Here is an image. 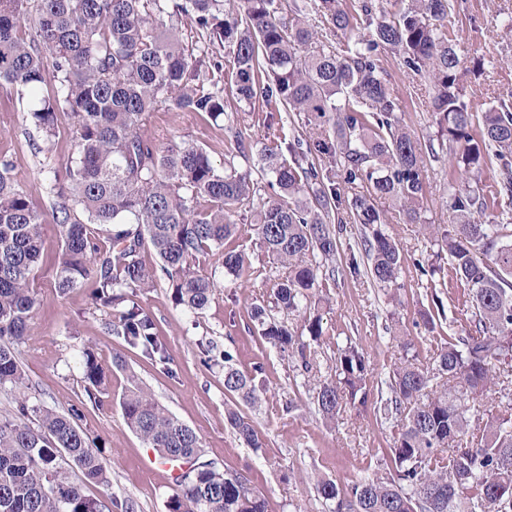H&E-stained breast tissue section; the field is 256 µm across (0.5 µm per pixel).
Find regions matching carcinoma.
<instances>
[{
  "mask_svg": "<svg viewBox=\"0 0 512 512\" xmlns=\"http://www.w3.org/2000/svg\"><path fill=\"white\" fill-rule=\"evenodd\" d=\"M314 2L353 45L339 52L311 28L288 27L276 0H246L242 16L224 10L222 0H0V85L34 95L52 84V94L29 112L46 141L56 136L61 118L71 121L73 156L48 183L56 198L54 287L65 296L92 284L90 305L106 316L104 334L152 362L165 367L171 356L138 297L165 280L175 305L204 310L219 285L196 265L218 251L224 274L243 282L261 275L230 246L244 206L278 270L273 303L301 324L275 321L263 303L251 304L248 317L268 344L299 358L307 375L315 365L311 343L321 341L323 328L305 310L335 279L343 227L331 224L330 212L337 206L346 204L364 228L366 274L385 291L397 286L402 254L382 229L378 203L391 202L410 223L422 224L424 181L419 143L400 126L398 102L380 74L381 47L403 51L412 70L429 73L432 112L441 135L459 148L458 167L478 172L488 160L499 161L494 196L512 206V110L503 104L484 112L474 138L473 113L458 86L461 59L444 31L450 0H408L392 16L376 15L373 0H361L356 15L340 0ZM172 12L203 31L206 42L229 50L239 100L250 103L260 94L267 105L305 112L318 126L313 142L288 145L289 160L276 141L264 147L260 174L270 177L272 195L256 199L250 172L232 165L218 171L197 144L162 148L147 133L161 104L213 120L224 115V96L204 89L205 48L159 30L158 20ZM362 16L373 25L364 37L357 32ZM309 154L335 159L354 193L342 197L339 187L325 185L315 163L302 166ZM13 167L12 159L0 157V389L12 390L16 403L13 413L0 415V512H112L116 498L85 493L88 483L110 485L111 466L78 424L79 409L61 413L30 402L18 347L37 307L46 214L16 183ZM359 186L363 191H355ZM488 201L478 187L455 191L449 196L454 223L423 224L436 257L447 253L468 286L474 319L428 361L413 357L395 365L390 396L378 408L391 428L389 472L346 488L317 478L318 496L336 503V512H512V395H503L496 411L480 410L495 385L497 362L512 355V241L507 226L475 220ZM148 252L156 258L152 264ZM224 363L225 392L258 405L262 368L243 372L227 351ZM112 364L127 372L119 400L127 428L157 458L189 464L175 476L168 512H268L248 476L201 460L200 436L158 401L121 353ZM81 368L85 396L104 405L107 371L93 349L82 348ZM368 382L365 353L352 344L337 350L334 375L316 385L325 423L336 424L347 405H365ZM227 421L247 447L265 446L239 409H228ZM66 465L79 477H68Z\"/></svg>",
  "mask_w": 512,
  "mask_h": 512,
  "instance_id": "obj_1",
  "label": "carcinoma"
}]
</instances>
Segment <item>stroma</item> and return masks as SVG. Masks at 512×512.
<instances>
[{
	"label": "stroma",
	"mask_w": 512,
	"mask_h": 512,
	"mask_svg": "<svg viewBox=\"0 0 512 512\" xmlns=\"http://www.w3.org/2000/svg\"><path fill=\"white\" fill-rule=\"evenodd\" d=\"M278 2L282 17L314 26L326 44L345 48L346 37L322 23L312 0ZM445 25L462 59L458 82L463 98L471 105L474 117H481L512 90V0H451ZM208 56L223 65L212 81L223 92L225 112L238 114V122L215 121L196 112H173L162 106L152 112L148 123V132L158 144L191 141L207 150L217 169L231 163L238 171L254 172L268 133L279 134L288 143L313 137L315 127L308 124L304 113L285 109L275 112L260 99L249 105L239 102L231 81L232 66L223 47L210 46ZM377 58L399 103L397 117L415 134L421 148L426 186L422 218L429 224H451L449 186L493 189L499 167L492 162L470 177H459L431 112V81L408 69L398 52L381 49ZM37 102V97L0 85V157L13 159L15 180L31 192L41 209L47 210L51 207L48 179L54 168L71 157L73 145L70 125L65 122L52 141L31 146L29 113ZM240 133L251 145L244 157L237 156L234 148ZM383 210L384 230L398 243L404 257L398 302L389 303L368 277L350 274L346 261L350 253H362L363 239L360 225L354 224L345 211L337 241L336 281L327 288L326 301L315 309L323 327V337L315 347L322 375L330 374L338 348L349 343L363 348L372 372L367 405L343 408L332 427L326 426L315 407L313 382L304 378L294 362L267 344L248 318L251 303L269 300L268 283L258 279L239 286L225 276L221 262L216 261L206 271L219 279L221 287L201 313L176 308L164 283L141 297L160 338L169 347L171 361L164 368L142 360L120 338L104 335V315L91 310L88 290L59 296L49 266H42L35 286L38 307L30 334L19 347L33 401L60 411L81 405L79 350L83 346H93L99 360L111 369L105 405L81 406V426L91 439L104 445L111 465V486L87 485V495L130 500L135 512H167V501L175 490L174 479L152 464V450L124 424L119 398L131 371L199 434L205 460L220 470L246 472L266 496L268 512H328L317 495L314 475L344 487L385 471L383 454L389 432L377 422L374 407L389 394L386 380L390 369L407 351L418 359L428 358L443 339L468 327L472 307L469 290L456 277L448 259H441L442 272L434 280L420 275L415 262L432 257V248L418 225L408 223L397 208L387 204ZM435 295L443 304L445 317L430 334L416 322L421 312H434L431 298ZM405 335L412 338L407 350L401 344ZM202 341L230 351L241 370L263 366L266 398L248 414L264 438V448H248L233 433L225 418L232 398L224 390V362L218 358L207 365L201 363L198 344ZM118 351L124 355L127 370L111 366L112 355Z\"/></svg>",
	"instance_id": "stroma-1"
}]
</instances>
